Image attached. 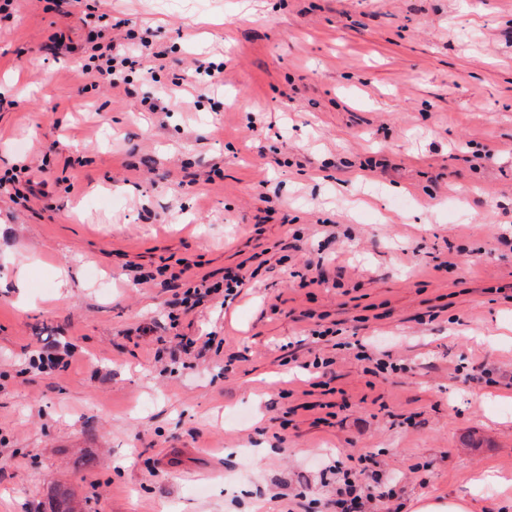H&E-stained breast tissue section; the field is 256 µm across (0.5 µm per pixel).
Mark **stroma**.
Segmentation results:
<instances>
[{
  "label": "stroma",
  "instance_id": "35a3bbf8",
  "mask_svg": "<svg viewBox=\"0 0 512 512\" xmlns=\"http://www.w3.org/2000/svg\"><path fill=\"white\" fill-rule=\"evenodd\" d=\"M89 12L165 60L91 86ZM204 59L222 84L142 106ZM20 167L47 194L0 190V512L60 486L84 512H336L338 460L367 512L512 503L470 484L512 478V0H13L0 177ZM242 263L232 302L171 327L182 266ZM65 357H71V351L66 349L60 353L55 349H48L39 353L38 357L33 359L32 367L40 372L48 373L59 366H66L69 360H65ZM408 512H472L471 502L463 497L452 500L434 499L432 497L425 499H416L410 502L407 507Z\"/></svg>",
  "mask_w": 512,
  "mask_h": 512
}]
</instances>
